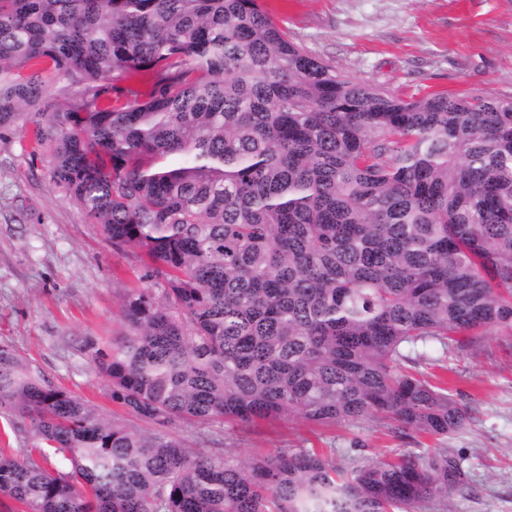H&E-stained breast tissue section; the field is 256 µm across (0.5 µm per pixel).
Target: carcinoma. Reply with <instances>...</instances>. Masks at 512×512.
Segmentation results:
<instances>
[{
    "instance_id": "carcinoma-1",
    "label": "carcinoma",
    "mask_w": 512,
    "mask_h": 512,
    "mask_svg": "<svg viewBox=\"0 0 512 512\" xmlns=\"http://www.w3.org/2000/svg\"><path fill=\"white\" fill-rule=\"evenodd\" d=\"M14 126L112 247L146 258L156 287L94 354L137 419L466 424L403 366L512 329L511 97L397 98L288 39L261 0H0ZM0 412L28 440L0 448L19 512H448L469 488L446 448L342 468L313 448L203 455L2 345Z\"/></svg>"
}]
</instances>
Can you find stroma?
<instances>
[{
	"label": "stroma",
	"instance_id": "stroma-1",
	"mask_svg": "<svg viewBox=\"0 0 512 512\" xmlns=\"http://www.w3.org/2000/svg\"><path fill=\"white\" fill-rule=\"evenodd\" d=\"M289 39L354 80L410 100L434 91L512 96V0H264ZM142 254L115 249L52 185L16 130L0 135V345L54 386L128 424L92 358L126 329L122 305L147 287ZM419 372L446 380L470 419L441 442L375 422L319 425L295 416L252 425L173 426L193 449L248 464L279 449L324 448L337 465L441 445L459 454L467 491L450 512H512V330L441 350Z\"/></svg>",
	"mask_w": 512,
	"mask_h": 512
}]
</instances>
